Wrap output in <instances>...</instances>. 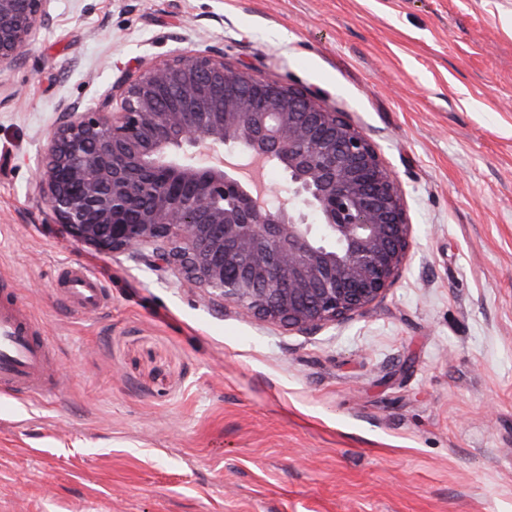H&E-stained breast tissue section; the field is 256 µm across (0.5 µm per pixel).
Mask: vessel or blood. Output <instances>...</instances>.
<instances>
[{
    "label": "vessel or blood",
    "instance_id": "vessel-or-blood-1",
    "mask_svg": "<svg viewBox=\"0 0 512 512\" xmlns=\"http://www.w3.org/2000/svg\"><path fill=\"white\" fill-rule=\"evenodd\" d=\"M60 292L83 309L99 308L107 299L100 280L83 267L64 274ZM55 382L56 368L41 325L19 297L0 294V391L34 399Z\"/></svg>",
    "mask_w": 512,
    "mask_h": 512
}]
</instances>
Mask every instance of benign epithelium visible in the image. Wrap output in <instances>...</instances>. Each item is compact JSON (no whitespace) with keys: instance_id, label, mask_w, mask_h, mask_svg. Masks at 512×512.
<instances>
[{"instance_id":"benign-epithelium-1","label":"benign epithelium","mask_w":512,"mask_h":512,"mask_svg":"<svg viewBox=\"0 0 512 512\" xmlns=\"http://www.w3.org/2000/svg\"><path fill=\"white\" fill-rule=\"evenodd\" d=\"M50 2L0 0V78L51 24ZM226 146L280 167L285 195L245 189ZM36 186L65 233L301 332L377 302L410 246L368 137L321 95L228 65L219 44L120 71L94 108L62 105Z\"/></svg>"}]
</instances>
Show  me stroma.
<instances>
[{
    "mask_svg": "<svg viewBox=\"0 0 512 512\" xmlns=\"http://www.w3.org/2000/svg\"><path fill=\"white\" fill-rule=\"evenodd\" d=\"M0 88V280L58 370L0 394V512H512V0H52ZM223 44L377 147L411 245L314 333L63 236L35 189L59 106ZM84 267L108 300L66 304Z\"/></svg>",
    "mask_w": 512,
    "mask_h": 512,
    "instance_id": "1",
    "label": "stroma"
}]
</instances>
